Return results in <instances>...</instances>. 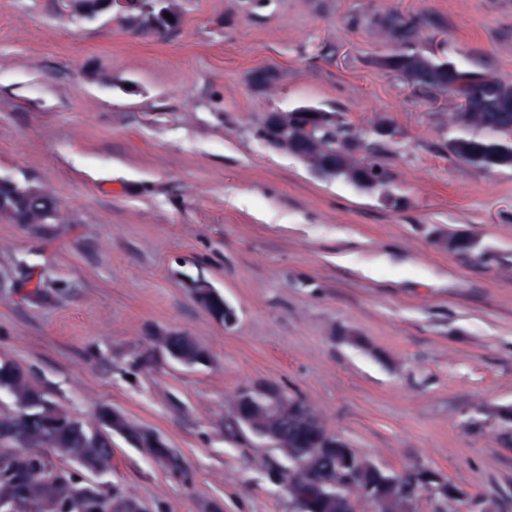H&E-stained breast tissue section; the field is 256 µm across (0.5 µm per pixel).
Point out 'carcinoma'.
<instances>
[{
	"instance_id": "cac0c4a2",
	"label": "carcinoma",
	"mask_w": 512,
	"mask_h": 512,
	"mask_svg": "<svg viewBox=\"0 0 512 512\" xmlns=\"http://www.w3.org/2000/svg\"><path fill=\"white\" fill-rule=\"evenodd\" d=\"M391 47L373 60L379 69L418 66L424 74L415 85L435 89L448 81V89H459L471 98V107L481 112L476 118L465 114L452 137L457 149L468 153V165L483 171L502 169V149L512 146V112L481 111L484 94L494 85L512 97V81L489 72L460 65L446 58L432 65L421 57L420 32L423 18L397 15ZM365 169L361 160L342 163L336 179L356 185ZM17 195L23 208L47 211L59 209L54 197H45L36 185H23ZM164 342L178 351L179 360L195 366L202 357L210 356L206 347L190 335L169 336ZM11 400L12 408L0 410V504L7 502L15 512H128L127 493L119 485L105 489L95 502L80 499L79 475L70 471L80 462L87 468L107 473L112 470V430L103 425L102 405L94 421L87 423L51 397L35 376L10 360H0V393ZM41 403L37 414L29 417L24 410ZM125 424L142 448L151 449L157 461L172 475L186 477L185 470L168 447L153 448L155 433L128 419ZM324 424L318 415L311 421L312 434L299 440L291 449L292 456L302 461L311 475L312 494L288 498L289 512H349L336 487L349 486L356 500L379 508V512H411L416 491L430 490L440 484L442 499H455L462 490L440 472L428 467L414 475L404 466L399 470L378 469L334 433L322 432Z\"/></svg>"
}]
</instances>
